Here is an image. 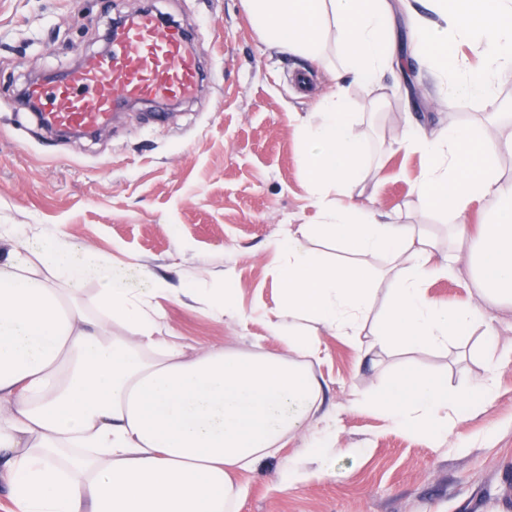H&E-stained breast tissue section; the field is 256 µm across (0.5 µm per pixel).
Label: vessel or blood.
I'll return each instance as SVG.
<instances>
[{
	"label": "vessel or blood",
	"instance_id": "b4317fda",
	"mask_svg": "<svg viewBox=\"0 0 512 512\" xmlns=\"http://www.w3.org/2000/svg\"><path fill=\"white\" fill-rule=\"evenodd\" d=\"M202 81L189 34L178 26H160L148 10L114 31L111 51L90 57L53 86L34 83L20 105L40 102L41 122L53 129L97 130L112 120L122 105L157 99H184Z\"/></svg>",
	"mask_w": 512,
	"mask_h": 512
}]
</instances>
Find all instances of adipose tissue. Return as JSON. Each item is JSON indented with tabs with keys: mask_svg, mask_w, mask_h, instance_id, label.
<instances>
[{
	"mask_svg": "<svg viewBox=\"0 0 512 512\" xmlns=\"http://www.w3.org/2000/svg\"><path fill=\"white\" fill-rule=\"evenodd\" d=\"M421 2L406 11L416 58L441 92L489 99L494 73L512 71V0ZM246 9L266 43L307 58L321 55L334 22L347 71L361 84L401 63L390 0H247ZM465 39L483 48L493 71L460 73L454 49ZM298 134L320 221L271 243L281 298L266 330L284 356L215 345L187 353L153 302L164 279L134 290L127 263L105 264L61 229L34 244L37 272L0 230V482L12 512H238L234 474L277 456L314 417L324 425L302 459L282 465L280 488L324 476L329 457L344 452L338 416L323 411L324 386L310 368L314 328L377 360L447 347L484 311L438 306L425 285L462 270L485 304L512 310V182L495 165L512 153V113L478 131L454 120L429 130L413 118L395 139L422 160L412 207L449 216L456 228L445 250L425 225L354 204L364 140L344 89L321 99ZM476 203L492 218L474 230L465 217ZM315 239L336 255L311 248ZM367 254L385 259L390 288L379 310L375 274L353 261ZM90 281L97 290L88 307L81 296ZM183 294L212 317L241 316L232 276ZM496 392L491 374L452 387L402 365L380 395H355L350 407L377 409L395 429L435 443Z\"/></svg>",
	"mask_w": 512,
	"mask_h": 512,
	"instance_id": "1",
	"label": "adipose tissue"
}]
</instances>
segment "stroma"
Returning <instances> with one entry per match:
<instances>
[{
	"label": "stroma",
	"mask_w": 512,
	"mask_h": 512,
	"mask_svg": "<svg viewBox=\"0 0 512 512\" xmlns=\"http://www.w3.org/2000/svg\"><path fill=\"white\" fill-rule=\"evenodd\" d=\"M155 4L169 23L196 31L197 56L213 81L170 108L165 124L154 123L152 106H129L90 139L48 133L19 109L18 90L30 73H66L93 56L113 19L134 14L140 0H0V226L19 237L63 228L71 243L135 261L175 288L203 267L209 288L232 274L244 320H219L190 299L160 296L167 325L189 347L284 354L264 322L280 301L266 245L288 225L316 221L297 126L335 89L338 30L325 27L316 63L262 42L245 0ZM395 25L410 76L348 85L367 163L354 200L385 212L405 211L420 170L418 155L388 147L409 116L430 129L451 119L478 128L491 112L512 113V75L488 100L438 97L434 78L413 68L403 13ZM426 293L441 305L480 301L464 271L430 281ZM315 335L321 354L312 369L350 453L331 459L323 477L282 490V462L301 458L315 431L289 436L280 456L237 474L246 489L240 512H512V365L497 371L496 398L476 403L434 445L392 428L377 410L348 411L354 393L378 392L392 368L373 367L355 344L325 330ZM411 367L467 385L486 371L483 337L412 355Z\"/></svg>",
	"instance_id": "35a3bbf8"
}]
</instances>
